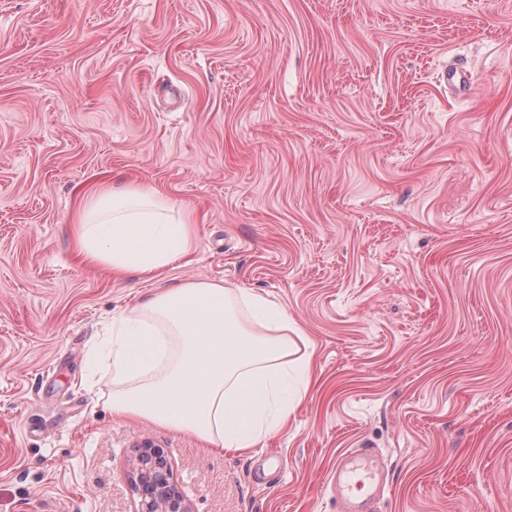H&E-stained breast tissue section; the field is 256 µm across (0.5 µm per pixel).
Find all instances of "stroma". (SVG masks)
Returning a JSON list of instances; mask_svg holds the SVG:
<instances>
[{
	"label": "stroma",
	"mask_w": 512,
	"mask_h": 512,
	"mask_svg": "<svg viewBox=\"0 0 512 512\" xmlns=\"http://www.w3.org/2000/svg\"><path fill=\"white\" fill-rule=\"evenodd\" d=\"M104 182L192 205L189 262L85 265ZM195 280L309 342L249 451L106 404L104 326ZM146 441L190 512H335L364 446L381 512H512V0H0V512H137Z\"/></svg>",
	"instance_id": "35a3bbf8"
}]
</instances>
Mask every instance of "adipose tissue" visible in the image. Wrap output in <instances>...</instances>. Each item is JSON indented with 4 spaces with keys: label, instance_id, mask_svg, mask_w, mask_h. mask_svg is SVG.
<instances>
[{
    "label": "adipose tissue",
    "instance_id": "adipose-tissue-1",
    "mask_svg": "<svg viewBox=\"0 0 512 512\" xmlns=\"http://www.w3.org/2000/svg\"><path fill=\"white\" fill-rule=\"evenodd\" d=\"M72 228L79 256L116 275L149 276L196 249L194 210L139 185L93 188ZM295 328L281 304L217 282L146 294L112 319L110 406L219 452L256 447L312 383L310 357H291Z\"/></svg>",
    "mask_w": 512,
    "mask_h": 512
}]
</instances>
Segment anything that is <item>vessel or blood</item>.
Listing matches in <instances>:
<instances>
[{
	"label": "vessel or blood",
	"instance_id": "vessel-or-blood-1",
	"mask_svg": "<svg viewBox=\"0 0 512 512\" xmlns=\"http://www.w3.org/2000/svg\"><path fill=\"white\" fill-rule=\"evenodd\" d=\"M359 455L363 467L352 466L345 457L336 463L332 474L336 512H378L386 483L385 468L375 449H360Z\"/></svg>",
	"mask_w": 512,
	"mask_h": 512
}]
</instances>
